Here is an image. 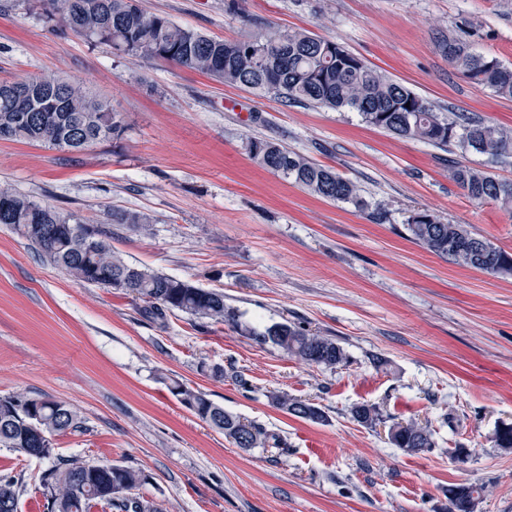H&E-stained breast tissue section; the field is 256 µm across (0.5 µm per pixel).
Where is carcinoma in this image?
Instances as JSON below:
<instances>
[{
  "instance_id": "obj_1",
  "label": "carcinoma",
  "mask_w": 512,
  "mask_h": 512,
  "mask_svg": "<svg viewBox=\"0 0 512 512\" xmlns=\"http://www.w3.org/2000/svg\"><path fill=\"white\" fill-rule=\"evenodd\" d=\"M30 7L40 10L44 22L60 23L90 44L109 46L130 57L175 63L292 103L356 112L369 125L443 150L455 143L495 159L512 157V129L464 114L449 120L426 98L371 68L339 43L306 31L268 26L230 41L180 26L166 15L150 14L137 0H33ZM442 48L459 75L499 97L512 98L511 63L475 51L457 34L448 35ZM125 130L123 114L82 84L64 78L0 81V141L80 152L104 141L118 142ZM246 150L260 167L310 193L350 204L371 219L381 220V207L372 205L354 182L334 169L262 138L250 140ZM450 177L470 199L512 209V180L459 164L451 166ZM0 224L10 225L46 261L75 281L136 294L145 303L144 313L154 320L180 312L215 323L235 322L233 309L224 303L223 290L196 287L129 263L113 250L114 224L142 236L152 234L151 221L141 213L114 210L110 223L89 224L75 213H64L0 186ZM407 231L415 243L456 265L512 276V254L463 224L444 223L423 211L409 218ZM257 339L308 365L334 368L348 360L335 339L287 320L268 327ZM169 389L182 405L237 447H282V440L261 424L225 410L207 394L176 379ZM272 402L296 418L327 421L322 408L286 393L273 396ZM351 417L365 427L383 421L377 408L368 404L354 406ZM81 428L78 411L66 402L42 394L0 396V446L18 458L57 459L35 483L45 512L98 508L102 512H158L138 493L147 481L143 471L58 456L51 437ZM388 439L411 454L436 447L429 424L415 419L390 425ZM20 488L19 479L9 470L0 473V512H18ZM482 492L475 484L448 488L447 512H474Z\"/></svg>"
}]
</instances>
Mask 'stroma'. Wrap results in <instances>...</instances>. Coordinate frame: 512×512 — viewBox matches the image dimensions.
<instances>
[{"label":"stroma","instance_id":"stroma-1","mask_svg":"<svg viewBox=\"0 0 512 512\" xmlns=\"http://www.w3.org/2000/svg\"><path fill=\"white\" fill-rule=\"evenodd\" d=\"M149 13L209 36L270 26L338 42L431 100L512 127V100L457 74L439 39L475 27L476 51L512 63V0H139ZM62 77L123 112L120 144L82 152L0 141V185L107 222L150 216L143 237L120 229L128 262L223 290L235 324L182 313L148 318L135 295L80 284L0 225V395L45 393L74 406L81 434L58 454L141 469L160 512H444L448 489L479 484L475 512H512V277L464 268L416 245L421 209L512 253V213L468 198L448 164L512 179V158L400 140L358 113L282 102L168 62L118 56L46 24L22 0H0V81ZM334 167L386 212L376 223L258 167L250 139ZM288 320L330 336L349 361L305 365L255 336ZM386 360L383 368L371 356ZM234 366L242 383L211 377ZM176 378L262 424L284 448L243 450L170 392ZM285 392L327 422L273 406ZM360 403L430 424L435 448L409 454L385 424L351 417ZM466 448L465 462L453 459ZM22 481L19 512H43L36 477L51 460L0 466Z\"/></svg>","mask_w":512,"mask_h":512}]
</instances>
